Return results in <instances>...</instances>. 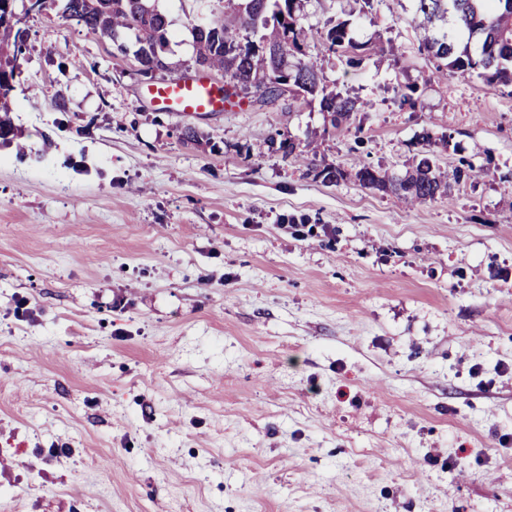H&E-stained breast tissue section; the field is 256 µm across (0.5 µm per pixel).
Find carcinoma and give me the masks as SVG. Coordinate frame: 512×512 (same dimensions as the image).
I'll use <instances>...</instances> for the list:
<instances>
[{
  "instance_id": "obj_1",
  "label": "carcinoma",
  "mask_w": 512,
  "mask_h": 512,
  "mask_svg": "<svg viewBox=\"0 0 512 512\" xmlns=\"http://www.w3.org/2000/svg\"><path fill=\"white\" fill-rule=\"evenodd\" d=\"M8 0H0V143L12 142L14 129L8 113L10 95L21 74L23 52L16 48V35L3 26ZM63 15L85 26L92 34L118 42L127 30L135 37V57L145 71L162 69L159 52L169 42V21L152 0H62ZM224 17L192 25L195 63L224 70L225 85L243 97L262 104L281 99L278 84L284 80L294 96L322 94L321 111L331 117L350 118L357 102L341 93H327L313 63L302 59L304 47L313 38L296 14L298 0H243L245 6L225 0ZM413 21L422 31L423 49L437 61L435 71L465 78L473 73L490 83L512 85V0H411ZM253 32L264 30L259 42H241L243 17ZM327 50L349 56L359 45L339 22L328 30ZM472 166L455 168L443 175L432 160L423 157L416 168L398 178L380 176L371 168L356 172L359 183L369 189L395 192L406 199L433 200L470 178Z\"/></svg>"
}]
</instances>
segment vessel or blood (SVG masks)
<instances>
[{
	"label": "vessel or blood",
	"instance_id": "1",
	"mask_svg": "<svg viewBox=\"0 0 512 512\" xmlns=\"http://www.w3.org/2000/svg\"><path fill=\"white\" fill-rule=\"evenodd\" d=\"M146 99L158 110L177 113L220 112L231 105L223 86L201 72L148 86Z\"/></svg>",
	"mask_w": 512,
	"mask_h": 512
}]
</instances>
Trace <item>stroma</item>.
<instances>
[{
  "mask_svg": "<svg viewBox=\"0 0 512 512\" xmlns=\"http://www.w3.org/2000/svg\"><path fill=\"white\" fill-rule=\"evenodd\" d=\"M156 5L149 74L132 34L24 22L0 512H512V86L435 74L410 0H300L350 119L289 97L184 118L140 92L196 71L191 21L224 0ZM341 20L354 68L324 47ZM425 154L472 176L416 203L355 177Z\"/></svg>",
  "mask_w": 512,
  "mask_h": 512,
  "instance_id": "obj_1",
  "label": "stroma"
}]
</instances>
